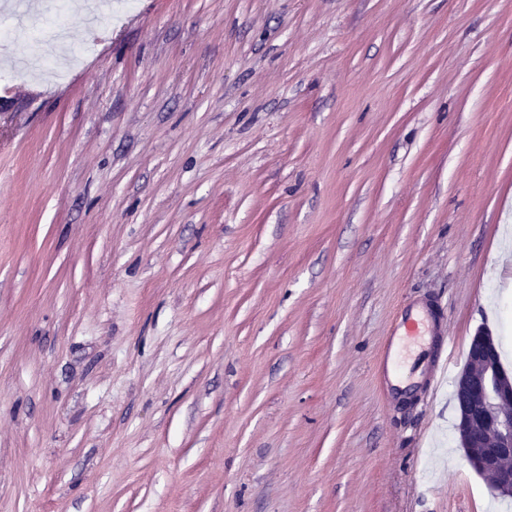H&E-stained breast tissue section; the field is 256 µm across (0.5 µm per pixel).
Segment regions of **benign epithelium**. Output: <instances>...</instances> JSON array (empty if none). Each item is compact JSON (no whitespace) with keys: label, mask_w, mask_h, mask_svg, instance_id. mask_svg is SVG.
I'll return each mask as SVG.
<instances>
[{"label":"benign epithelium","mask_w":512,"mask_h":512,"mask_svg":"<svg viewBox=\"0 0 512 512\" xmlns=\"http://www.w3.org/2000/svg\"><path fill=\"white\" fill-rule=\"evenodd\" d=\"M457 430L472 469L499 496L512 495V380L496 360L492 341L476 335L454 388Z\"/></svg>","instance_id":"7a95c632"}]
</instances>
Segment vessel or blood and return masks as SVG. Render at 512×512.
Listing matches in <instances>:
<instances>
[{
  "mask_svg": "<svg viewBox=\"0 0 512 512\" xmlns=\"http://www.w3.org/2000/svg\"><path fill=\"white\" fill-rule=\"evenodd\" d=\"M430 340L436 347L441 365L430 368L427 381L412 377L401 371L405 350L423 340ZM451 361V346L446 341L444 320L434 302L409 303L403 305L397 315V324L392 337L381 355V365L390 380L389 394L393 400H405L413 396L420 385L437 390L448 373Z\"/></svg>",
  "mask_w": 512,
  "mask_h": 512,
  "instance_id": "1",
  "label": "vessel or blood"
}]
</instances>
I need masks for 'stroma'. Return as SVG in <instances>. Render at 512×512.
<instances>
[{
	"label": "stroma",
	"instance_id": "stroma-1",
	"mask_svg": "<svg viewBox=\"0 0 512 512\" xmlns=\"http://www.w3.org/2000/svg\"><path fill=\"white\" fill-rule=\"evenodd\" d=\"M11 2L0 512H512L454 401L478 332L512 374V0ZM397 319L392 337L381 355L382 368L390 380L389 394L393 400L400 401L409 399L419 389L423 378L412 377L410 373L401 371L400 366L405 350L421 343L427 336L439 354L434 356L426 379L430 392L434 393L448 374L452 354L448 337L446 343L442 314L433 301L413 302L399 309ZM440 359L442 362L437 370Z\"/></svg>",
	"mask_w": 512,
	"mask_h": 512
}]
</instances>
